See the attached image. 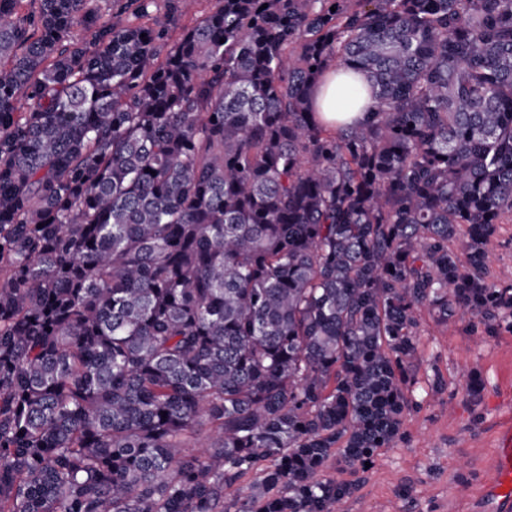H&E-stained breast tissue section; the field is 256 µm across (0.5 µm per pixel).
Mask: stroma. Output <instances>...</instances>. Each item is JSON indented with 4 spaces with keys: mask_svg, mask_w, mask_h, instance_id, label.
I'll return each mask as SVG.
<instances>
[{
    "mask_svg": "<svg viewBox=\"0 0 512 512\" xmlns=\"http://www.w3.org/2000/svg\"><path fill=\"white\" fill-rule=\"evenodd\" d=\"M417 355L401 440L371 467L332 470L356 487L341 512H488L497 439L512 424V331L487 335L468 314L450 328L425 311Z\"/></svg>",
    "mask_w": 512,
    "mask_h": 512,
    "instance_id": "obj_1",
    "label": "stroma"
}]
</instances>
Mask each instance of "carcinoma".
Wrapping results in <instances>:
<instances>
[{
	"label": "carcinoma",
	"mask_w": 512,
	"mask_h": 512,
	"mask_svg": "<svg viewBox=\"0 0 512 512\" xmlns=\"http://www.w3.org/2000/svg\"><path fill=\"white\" fill-rule=\"evenodd\" d=\"M88 2L0 0V512H339L421 311L512 329V0ZM157 1L158 11L156 16L168 31L169 42L173 43L181 37L185 28L191 27L197 18L210 11L214 0H195L192 10L173 19L167 17L164 0ZM330 84V87L324 92H318L316 96L315 112L316 118L325 124L335 125L336 120L351 123L361 120L365 116L367 106L371 103L370 95L367 91L363 92V98L360 107L353 112H336V71H330L323 79L318 91L324 88V84ZM492 250L495 254V272L511 271L512 278V223L499 225L492 241Z\"/></svg>",
	"instance_id": "carcinoma-1"
}]
</instances>
